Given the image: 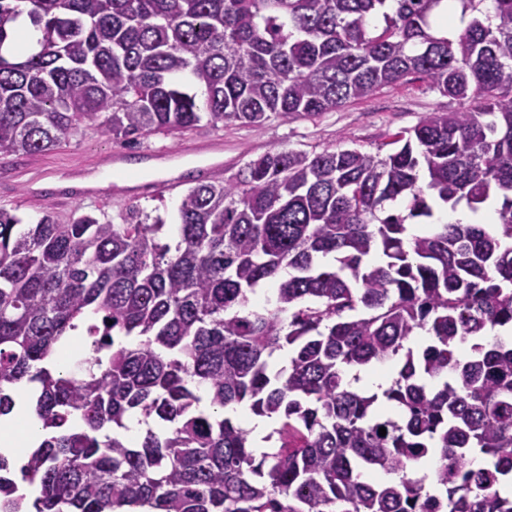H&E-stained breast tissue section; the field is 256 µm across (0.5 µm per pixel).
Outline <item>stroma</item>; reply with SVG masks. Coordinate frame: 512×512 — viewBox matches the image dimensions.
Returning a JSON list of instances; mask_svg holds the SVG:
<instances>
[{"mask_svg": "<svg viewBox=\"0 0 512 512\" xmlns=\"http://www.w3.org/2000/svg\"><path fill=\"white\" fill-rule=\"evenodd\" d=\"M452 100L416 81L377 92L367 99L346 104L315 119L271 120L261 127L239 123L220 128L200 125L180 135L155 133L141 139L134 148H123L110 134L86 124L60 147L39 154L0 157V206L17 211L34 224L45 210H52L60 222L95 211L118 218L130 205L156 209L167 224H174L181 197L202 175L196 164H185L182 186L152 196L119 197L118 188L158 178L157 170L143 160L149 150H177L213 137L224 139V172L233 174L248 160L274 148L319 152L338 146L357 147L368 152L388 153L396 133L414 127L423 113L447 111ZM124 151V173L113 172L110 158ZM87 186L96 187L93 196L84 195ZM41 199L31 203L32 191Z\"/></svg>", "mask_w": 512, "mask_h": 512, "instance_id": "stroma-1", "label": "stroma"}]
</instances>
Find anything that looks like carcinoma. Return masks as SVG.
I'll return each instance as SVG.
<instances>
[{"mask_svg":"<svg viewBox=\"0 0 512 512\" xmlns=\"http://www.w3.org/2000/svg\"><path fill=\"white\" fill-rule=\"evenodd\" d=\"M442 2L0 0L1 156L86 122L127 145L314 118L417 80L459 101L383 156L277 148L201 182L173 236L137 205L24 228L0 207V417L25 379L45 431L31 512H512V340H487L512 328V0H453V41ZM24 12L38 49L7 57ZM491 198V224L435 216ZM76 336L82 372L61 373ZM396 359L385 388L347 380ZM239 407L276 421L271 451ZM463 25L455 14L452 4L443 2L435 14L433 31L438 36L454 39L460 33ZM75 341V349L71 354L70 347L68 348L69 362H67V353L66 351H61L55 359V368L62 370L65 368L68 363V367L66 370L71 372H78L81 362L87 356V350L83 344V342L78 338H73Z\"/></svg>","mask_w":512,"mask_h":512,"instance_id":"cac0c4a2","label":"carcinoma"}]
</instances>
